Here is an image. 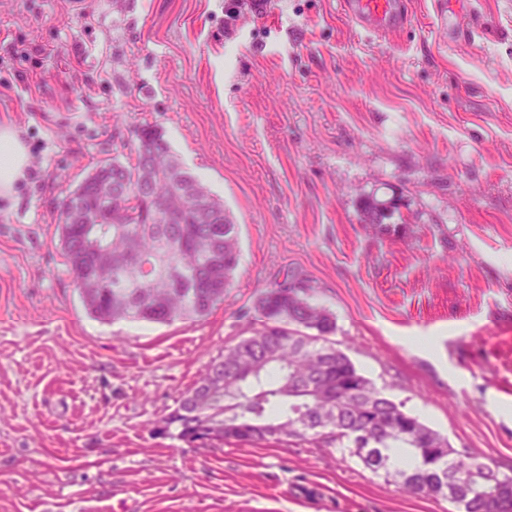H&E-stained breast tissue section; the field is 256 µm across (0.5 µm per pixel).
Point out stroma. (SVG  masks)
<instances>
[{"instance_id": "obj_1", "label": "stroma", "mask_w": 512, "mask_h": 512, "mask_svg": "<svg viewBox=\"0 0 512 512\" xmlns=\"http://www.w3.org/2000/svg\"><path fill=\"white\" fill-rule=\"evenodd\" d=\"M370 35L339 0H0V124L31 164L0 200V512H457L345 448L161 433L292 271L394 401L512 475V0H436ZM223 199L240 260L195 321H103L67 269L59 202L134 131ZM396 199L388 230L368 198ZM418 336L429 346L415 344Z\"/></svg>"}]
</instances>
